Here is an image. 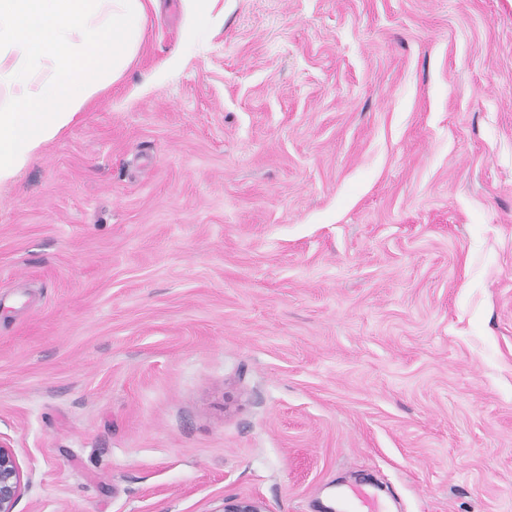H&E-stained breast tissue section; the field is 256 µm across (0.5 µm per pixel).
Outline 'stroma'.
I'll use <instances>...</instances> for the list:
<instances>
[{
    "label": "stroma",
    "mask_w": 512,
    "mask_h": 512,
    "mask_svg": "<svg viewBox=\"0 0 512 512\" xmlns=\"http://www.w3.org/2000/svg\"><path fill=\"white\" fill-rule=\"evenodd\" d=\"M16 512H512V0H158L0 182Z\"/></svg>",
    "instance_id": "obj_1"
}]
</instances>
